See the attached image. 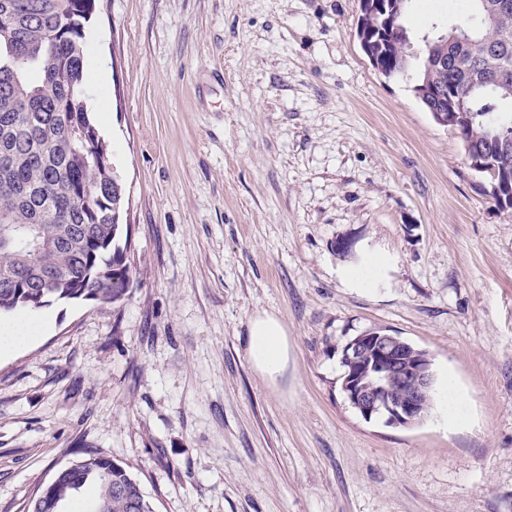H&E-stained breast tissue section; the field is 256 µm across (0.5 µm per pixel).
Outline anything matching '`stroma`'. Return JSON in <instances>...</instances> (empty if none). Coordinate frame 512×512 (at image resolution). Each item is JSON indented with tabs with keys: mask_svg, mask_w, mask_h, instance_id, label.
<instances>
[{
	"mask_svg": "<svg viewBox=\"0 0 512 512\" xmlns=\"http://www.w3.org/2000/svg\"><path fill=\"white\" fill-rule=\"evenodd\" d=\"M459 9L415 0L410 54ZM360 16L97 0L86 94L129 195L132 285L32 312L0 350V512L86 450L157 512H512V209L414 78L373 67ZM376 253L387 268L347 285ZM262 311L290 343L273 386L245 353ZM378 328L432 356L420 424L365 421L341 391L343 346Z\"/></svg>",
	"mask_w": 512,
	"mask_h": 512,
	"instance_id": "1",
	"label": "stroma"
}]
</instances>
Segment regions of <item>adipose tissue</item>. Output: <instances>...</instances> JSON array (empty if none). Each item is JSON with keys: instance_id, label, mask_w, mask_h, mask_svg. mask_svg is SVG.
Listing matches in <instances>:
<instances>
[{"instance_id": "1", "label": "adipose tissue", "mask_w": 512, "mask_h": 512, "mask_svg": "<svg viewBox=\"0 0 512 512\" xmlns=\"http://www.w3.org/2000/svg\"><path fill=\"white\" fill-rule=\"evenodd\" d=\"M247 360L256 374L276 383L288 366V330L275 314H255L248 325Z\"/></svg>"}]
</instances>
